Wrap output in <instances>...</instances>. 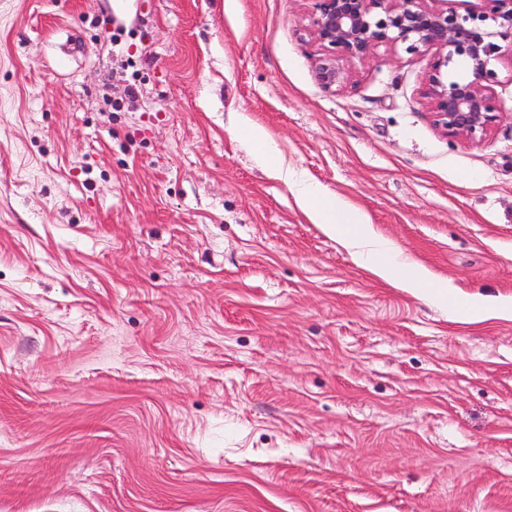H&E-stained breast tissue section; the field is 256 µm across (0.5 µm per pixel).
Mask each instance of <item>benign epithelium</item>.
Masks as SVG:
<instances>
[{
    "instance_id": "1",
    "label": "benign epithelium",
    "mask_w": 512,
    "mask_h": 512,
    "mask_svg": "<svg viewBox=\"0 0 512 512\" xmlns=\"http://www.w3.org/2000/svg\"><path fill=\"white\" fill-rule=\"evenodd\" d=\"M310 35L317 46L315 72L328 90L351 78L347 61L364 62L381 46L430 53L425 97L434 127L452 140L479 142L502 113L494 85L498 40L512 39V0H482L464 14L452 0H311ZM457 63L469 77L453 78Z\"/></svg>"
}]
</instances>
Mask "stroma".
<instances>
[{
  "label": "stroma",
  "instance_id": "obj_1",
  "mask_svg": "<svg viewBox=\"0 0 512 512\" xmlns=\"http://www.w3.org/2000/svg\"><path fill=\"white\" fill-rule=\"evenodd\" d=\"M310 12L0 0V512H512V318L469 307L512 299V46L467 144L429 55L325 89ZM298 185L447 304L371 275ZM298 196L311 221L351 251L373 276L430 302H446L452 294L451 288L455 287L450 283L436 284L424 267L411 262L401 251L384 247L383 243L380 244L381 251L375 253L376 260L366 258L364 252L371 251L365 248L375 240L376 234L370 224L356 220L353 212L336 196L311 188L300 191Z\"/></svg>",
  "mask_w": 512,
  "mask_h": 512
}]
</instances>
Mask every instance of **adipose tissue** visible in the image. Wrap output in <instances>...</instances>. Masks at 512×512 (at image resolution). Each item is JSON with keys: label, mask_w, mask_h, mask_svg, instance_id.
Returning a JSON list of instances; mask_svg holds the SVG:
<instances>
[{"label": "adipose tissue", "mask_w": 512, "mask_h": 512, "mask_svg": "<svg viewBox=\"0 0 512 512\" xmlns=\"http://www.w3.org/2000/svg\"><path fill=\"white\" fill-rule=\"evenodd\" d=\"M299 199L311 221L324 234L362 258L363 266L370 274L423 300H447L451 293L450 284L433 282L424 267L411 262L402 252L385 247L377 252L375 259H366L365 248L376 235L371 225L356 220L345 203L311 188L300 191Z\"/></svg>", "instance_id": "obj_1"}]
</instances>
